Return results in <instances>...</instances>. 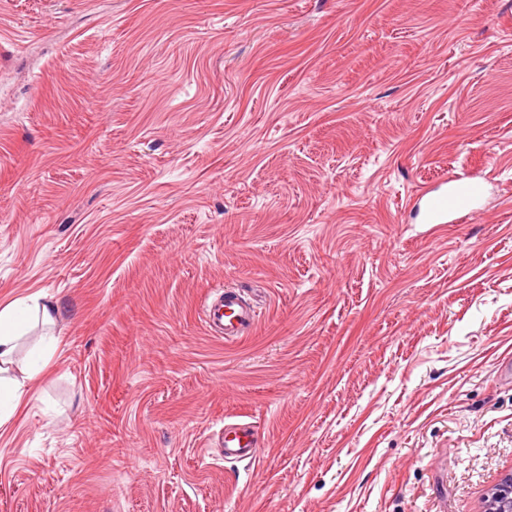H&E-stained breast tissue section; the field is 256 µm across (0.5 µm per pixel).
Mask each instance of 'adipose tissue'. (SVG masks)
<instances>
[{
	"label": "adipose tissue",
	"instance_id": "adipose-tissue-1",
	"mask_svg": "<svg viewBox=\"0 0 512 512\" xmlns=\"http://www.w3.org/2000/svg\"><path fill=\"white\" fill-rule=\"evenodd\" d=\"M51 327L56 323L54 305L44 295L33 294L0 306V424L6 423L23 398L30 381L48 365L56 351L55 342L33 351L20 375H13L12 366L20 339L30 321Z\"/></svg>",
	"mask_w": 512,
	"mask_h": 512
}]
</instances>
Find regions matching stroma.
I'll list each match as a JSON object with an SVG mask.
<instances>
[{
  "instance_id": "stroma-1",
  "label": "stroma",
  "mask_w": 512,
  "mask_h": 512,
  "mask_svg": "<svg viewBox=\"0 0 512 512\" xmlns=\"http://www.w3.org/2000/svg\"><path fill=\"white\" fill-rule=\"evenodd\" d=\"M485 177L423 224L415 191ZM257 298L211 335V289ZM56 353L0 512H485L512 474V0H0V305ZM255 424L254 461L205 455ZM447 189L420 197L422 214L427 224H447L448 220L465 223L474 216L476 205L485 194L483 182L464 175L448 177ZM204 323L214 336L237 341L249 336L257 323L254 299L241 288L212 290L203 305Z\"/></svg>"
}]
</instances>
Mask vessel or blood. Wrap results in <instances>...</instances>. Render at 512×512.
<instances>
[{
	"instance_id": "vessel-or-blood-1",
	"label": "vessel or blood",
	"mask_w": 512,
	"mask_h": 512,
	"mask_svg": "<svg viewBox=\"0 0 512 512\" xmlns=\"http://www.w3.org/2000/svg\"><path fill=\"white\" fill-rule=\"evenodd\" d=\"M447 189L422 194L425 222L444 224L454 220L466 222L476 213V206L485 194L483 182L464 175L450 176ZM204 323L214 336L236 341L248 336L257 323V308L251 296L241 288L219 287L212 290L203 305ZM214 447L227 460H256L259 441L251 422L237 420L225 423L216 435Z\"/></svg>"
}]
</instances>
